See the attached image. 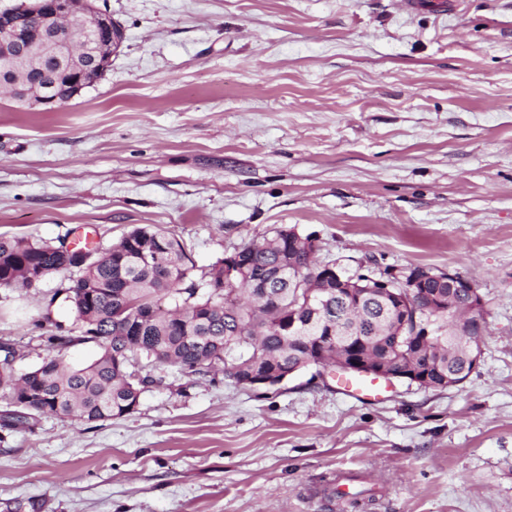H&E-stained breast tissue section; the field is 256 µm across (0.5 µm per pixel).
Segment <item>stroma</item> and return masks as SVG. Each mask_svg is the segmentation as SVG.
<instances>
[{
    "label": "stroma",
    "mask_w": 512,
    "mask_h": 512,
    "mask_svg": "<svg viewBox=\"0 0 512 512\" xmlns=\"http://www.w3.org/2000/svg\"><path fill=\"white\" fill-rule=\"evenodd\" d=\"M124 33L54 112L0 93V234L108 246L136 226L198 267L282 227L380 276L453 270L481 361L445 390L361 402L336 372L250 389L167 369L131 416L0 425V512H512V0H97ZM60 275L0 289V339L47 356Z\"/></svg>",
    "instance_id": "stroma-1"
}]
</instances>
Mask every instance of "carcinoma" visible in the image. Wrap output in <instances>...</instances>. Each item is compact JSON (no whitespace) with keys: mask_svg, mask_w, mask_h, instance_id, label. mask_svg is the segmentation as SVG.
Listing matches in <instances>:
<instances>
[{"mask_svg":"<svg viewBox=\"0 0 512 512\" xmlns=\"http://www.w3.org/2000/svg\"><path fill=\"white\" fill-rule=\"evenodd\" d=\"M0 16L24 37L36 30L20 4ZM49 72L51 94L61 100L73 98L74 79L88 88L102 77L90 55L71 70ZM284 231L233 247L244 269L233 288L224 283V260L199 272L178 238L151 227L133 228L78 269L63 242L0 234V288H30L65 272L59 293L70 300L74 317L67 333L44 337L59 354L27 369L18 367L23 355L16 344L0 341V398L9 406L4 425L17 428L48 414L86 424L129 416L143 392L164 385L156 374L163 366L248 386L305 368H335L341 353L352 350L385 360L396 373L418 371L428 378L420 384L425 389L448 387L450 373L469 378L465 343L448 339L469 297L435 278L439 270L402 271L425 277L412 308L403 311L393 299L380 303L374 290L363 293L366 280L352 294L321 281L315 257L295 248ZM282 261L290 263L286 286L271 279ZM309 285L323 297L322 313L301 320L296 335H281L278 317L301 307ZM88 342L99 346L97 357L82 367L66 364L60 351Z\"/></svg>","mask_w":512,"mask_h":512,"instance_id":"1","label":"carcinoma"}]
</instances>
